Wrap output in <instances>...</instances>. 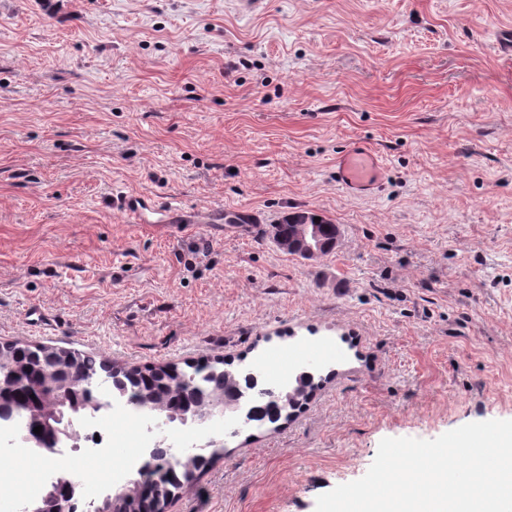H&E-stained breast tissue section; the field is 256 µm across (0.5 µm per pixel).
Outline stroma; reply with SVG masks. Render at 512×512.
Masks as SVG:
<instances>
[{
    "label": "stroma",
    "instance_id": "35a3bbf8",
    "mask_svg": "<svg viewBox=\"0 0 512 512\" xmlns=\"http://www.w3.org/2000/svg\"><path fill=\"white\" fill-rule=\"evenodd\" d=\"M512 0H0V343L128 365L326 349L167 512H315L385 438L512 420ZM386 170L340 189V153ZM143 194L338 224L304 260ZM336 183L348 194L368 195L383 179V167L367 147L358 145L336 158ZM120 206L139 224H164L166 228L181 229L187 224H215L220 227L224 223L223 206L210 207L192 217L181 208L160 207L139 194H126L120 200ZM322 377L318 376V381L315 382V376L312 374L308 377H302L301 381L298 383L297 378L295 379V384H299L296 391L293 393L292 398H288V404L283 405L282 403H277L270 401L266 398L260 399H251L246 407L253 401H267L266 402H256L252 404L249 409H253L254 416L251 415V422L257 423H265L268 422L270 424H276L281 420L288 421L290 420V415L293 414L296 410H299L301 406L306 403L309 396L319 387V384L322 381Z\"/></svg>",
    "mask_w": 512,
    "mask_h": 512
}]
</instances>
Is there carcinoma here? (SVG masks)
I'll return each mask as SVG.
<instances>
[{"mask_svg":"<svg viewBox=\"0 0 512 512\" xmlns=\"http://www.w3.org/2000/svg\"><path fill=\"white\" fill-rule=\"evenodd\" d=\"M303 218L305 215L301 213L286 216L274 225L273 238L292 240L297 236L298 224ZM317 232L325 245L323 254L331 253L340 234L339 226L322 218L317 224ZM13 350L16 380L12 387L0 389V409L5 412V416H0V423L19 415L31 435L34 428L41 425L43 412L61 398L67 400L66 412L71 411L73 404L79 405L81 414L101 412L97 396V386L101 383L109 384L112 396L131 407L161 412L178 422L206 417L213 402L232 389L240 388L252 394L257 388L251 381V372L235 368L231 358L198 360L183 367L126 366L45 345L17 344ZM318 387L315 376L303 377L298 387H288L292 392L288 404L270 400L256 402L251 405L253 416L250 420L261 424L288 421ZM219 453L220 449L215 448L208 455L190 460L168 448H152L149 457L155 461V468L162 471L160 485L148 488L139 476L121 488L108 490L95 506L104 507L102 512H165L169 501L193 484Z\"/></svg>","mask_w":512,"mask_h":512,"instance_id":"carcinoma-1","label":"carcinoma"}]
</instances>
